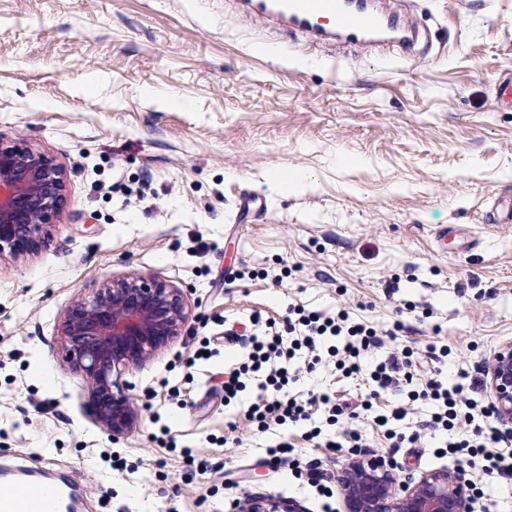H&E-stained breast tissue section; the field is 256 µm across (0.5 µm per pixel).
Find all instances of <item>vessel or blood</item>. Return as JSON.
I'll return each mask as SVG.
<instances>
[{"instance_id": "vessel-or-blood-1", "label": "vessel or blood", "mask_w": 512, "mask_h": 512, "mask_svg": "<svg viewBox=\"0 0 512 512\" xmlns=\"http://www.w3.org/2000/svg\"><path fill=\"white\" fill-rule=\"evenodd\" d=\"M240 14L257 19L268 32L287 31L304 49L330 42L357 47L389 41L402 53L416 52L420 35L404 11L387 0H237ZM14 492L0 499V512H77L82 489L70 478L29 475L13 479Z\"/></svg>"}]
</instances>
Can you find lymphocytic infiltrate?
<instances>
[{"label": "lymphocytic infiltrate", "mask_w": 512, "mask_h": 512, "mask_svg": "<svg viewBox=\"0 0 512 512\" xmlns=\"http://www.w3.org/2000/svg\"><path fill=\"white\" fill-rule=\"evenodd\" d=\"M380 343L376 328L350 321L347 313L331 316L295 309L292 317L285 320L284 332L249 338L246 362L224 374V400L228 403L236 400L246 389L248 378L257 376L261 379L260 392L247 417L258 426L271 421L279 425H306L315 406L321 408L330 426L344 419H358L372 410L371 396L352 402L337 401L327 393L302 398L290 391L297 381L293 364L305 356L319 361L325 353L335 357L337 368L350 376L360 373L363 358ZM415 369L414 351L405 346L375 363L367 379L373 393H403L410 401L425 399L436 405L430 419L421 422L410 434L386 429L385 435L393 447L419 443L423 431L438 432L444 436L437 449L439 455L467 454L477 459L483 471L512 481V452L491 448L499 437L489 423L490 408L480 406L475 397L477 381L450 385L436 376L428 379L421 389L414 390L410 384Z\"/></svg>", "instance_id": "f902f5d3"}]
</instances>
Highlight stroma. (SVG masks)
<instances>
[{
  "mask_svg": "<svg viewBox=\"0 0 512 512\" xmlns=\"http://www.w3.org/2000/svg\"><path fill=\"white\" fill-rule=\"evenodd\" d=\"M414 3L430 46L410 60L368 46L300 55L290 35L260 40L231 0H0V135L66 173L46 246L0 259V469L67 474L84 490L78 512H235L256 496L342 512L312 477L338 481L352 448L313 447L299 427L258 430L246 418L256 384L224 401L245 324L283 321L292 306L380 329L404 321L403 344L448 347L449 381L482 378L512 341V223L484 221L512 191V111L496 104L512 0ZM282 171L299 176L294 190L276 188ZM244 193L261 208L239 214ZM133 273L180 288L188 320L126 374L139 419L115 440L89 413L60 328L78 296ZM405 300L430 318L415 321ZM207 336L211 358L179 366ZM298 367L294 394L369 391L329 357ZM398 407L405 434L433 410L392 392L374 400L382 414ZM163 424L210 472L158 440ZM356 428L400 476L455 468L482 491L476 512H512L499 476ZM283 440L306 474L270 464ZM114 453L125 470L110 469Z\"/></svg>",
  "mask_w": 512,
  "mask_h": 512,
  "instance_id": "obj_1",
  "label": "stroma"
}]
</instances>
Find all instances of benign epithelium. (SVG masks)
<instances>
[{
	"mask_svg": "<svg viewBox=\"0 0 512 512\" xmlns=\"http://www.w3.org/2000/svg\"><path fill=\"white\" fill-rule=\"evenodd\" d=\"M64 170L54 157L0 138V256L36 253L48 239L64 203ZM185 294L155 277L107 280L68 308L61 330L64 350L91 382V409L114 438L138 421L125 372L142 366L181 335ZM485 384L503 432L512 435V342L486 362ZM397 463L363 452L342 470L343 512H475L472 484L457 469L431 470L404 481ZM239 512H307L298 501L253 499Z\"/></svg>",
	"mask_w": 512,
	"mask_h": 512,
	"instance_id": "benign-epithelium-1",
	"label": "benign epithelium"
}]
</instances>
